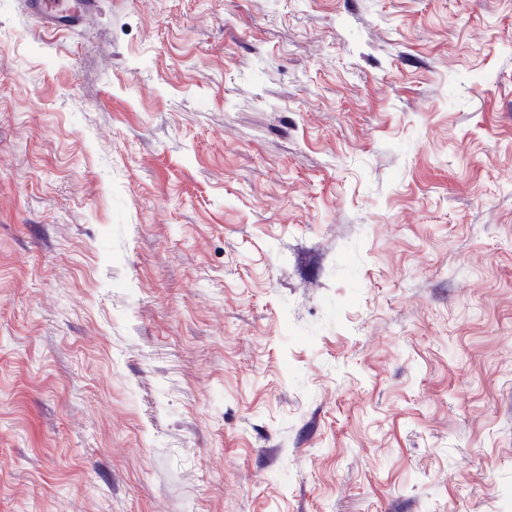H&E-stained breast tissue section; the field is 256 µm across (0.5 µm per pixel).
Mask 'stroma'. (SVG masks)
<instances>
[{
    "label": "stroma",
    "mask_w": 512,
    "mask_h": 512,
    "mask_svg": "<svg viewBox=\"0 0 512 512\" xmlns=\"http://www.w3.org/2000/svg\"><path fill=\"white\" fill-rule=\"evenodd\" d=\"M0 512H512V0H0ZM96 3V0H29L30 9L46 29H57L63 23L72 28L85 23Z\"/></svg>",
    "instance_id": "obj_1"
}]
</instances>
